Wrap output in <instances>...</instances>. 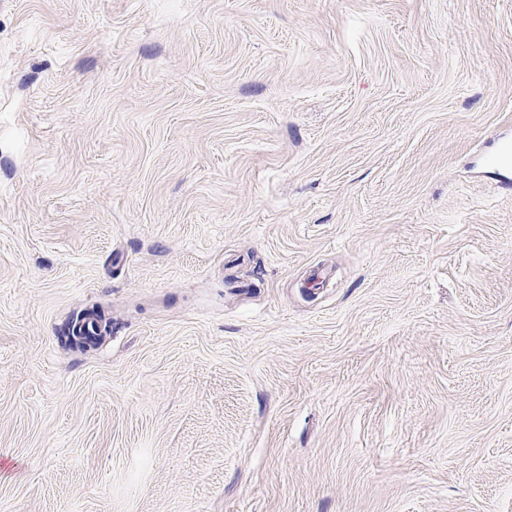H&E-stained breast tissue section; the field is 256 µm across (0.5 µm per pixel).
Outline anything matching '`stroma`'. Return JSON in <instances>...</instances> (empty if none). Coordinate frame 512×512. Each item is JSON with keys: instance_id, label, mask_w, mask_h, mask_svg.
<instances>
[{"instance_id": "1", "label": "stroma", "mask_w": 512, "mask_h": 512, "mask_svg": "<svg viewBox=\"0 0 512 512\" xmlns=\"http://www.w3.org/2000/svg\"><path fill=\"white\" fill-rule=\"evenodd\" d=\"M506 129L512 0H0V512H512Z\"/></svg>"}]
</instances>
